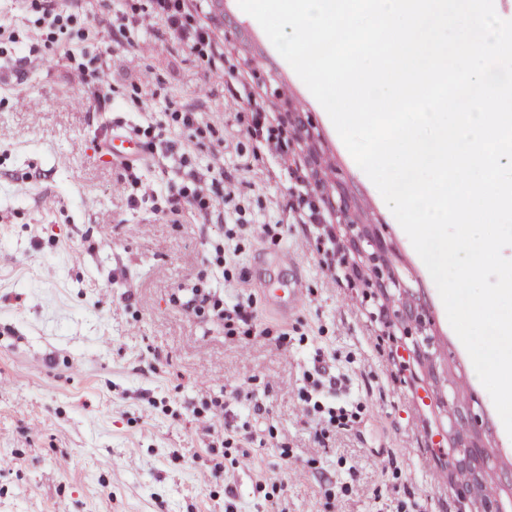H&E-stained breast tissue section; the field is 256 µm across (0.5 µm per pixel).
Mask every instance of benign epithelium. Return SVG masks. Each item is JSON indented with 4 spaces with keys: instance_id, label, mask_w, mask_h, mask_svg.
<instances>
[{
    "instance_id": "7a95c632",
    "label": "benign epithelium",
    "mask_w": 512,
    "mask_h": 512,
    "mask_svg": "<svg viewBox=\"0 0 512 512\" xmlns=\"http://www.w3.org/2000/svg\"><path fill=\"white\" fill-rule=\"evenodd\" d=\"M288 124L292 126L291 139L309 152H314L315 133L311 122L298 117V113L287 115ZM320 192V199L332 210L338 212L343 223L350 224L356 229L355 235L349 240L350 247L357 255L364 256L371 264L372 271L377 278L379 288L389 285H398L393 274L385 273L388 268L386 248L378 238L369 234L367 225L359 224L352 219L351 205L344 194L333 197L324 194V185H316ZM401 295V309L396 312V318L402 324H414L420 328L425 326V306L420 298L415 296L408 288L399 289ZM417 361L426 369L428 375L436 377L437 357L431 352L430 342H425L416 350ZM448 417L453 425L448 433L452 443L451 466L457 482L461 486V496L470 507H476L480 512H502L500 491L507 488L512 496V477L502 484L491 481V473L487 469V458L483 447L474 440V434L465 422L462 409L452 403L448 404Z\"/></svg>"
}]
</instances>
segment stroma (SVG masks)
Listing matches in <instances>:
<instances>
[{"label": "stroma", "instance_id": "1", "mask_svg": "<svg viewBox=\"0 0 512 512\" xmlns=\"http://www.w3.org/2000/svg\"><path fill=\"white\" fill-rule=\"evenodd\" d=\"M60 4L94 27L85 47L115 102L99 105L60 52L0 82V512H225L229 502L234 512H464L448 478L443 395L477 415L472 429L498 473L512 471V437L472 378L426 266L237 0H224L222 20L203 16L219 36L225 22L238 27L224 44L231 68L219 74L159 24L124 44L110 28L113 0ZM231 80L272 105L271 123L290 104L313 122L323 177L387 243L391 268L426 307L424 333L405 334L393 316L397 290L373 287L368 263L355 287L334 283L313 226L294 218L292 186L312 174L303 152L291 148L280 165L254 158L250 115L225 90ZM134 84L138 106L125 97ZM170 101L197 106L224 130L217 209L179 224L152 209L154 195L179 187L173 159L156 157L133 189L95 150L115 122H140L142 107ZM229 193L246 209L242 250L232 278L216 286L252 296L257 327L234 338L171 301L206 273ZM266 224L282 225L280 240L263 234ZM292 283L298 301L284 314ZM282 326L290 343L274 335ZM425 336L449 373L442 394L414 358ZM318 353L342 379L336 399L365 405L352 427L321 432L304 410L303 374ZM219 396L225 422L249 424L263 440L255 462L223 473L193 420ZM261 479L282 483L273 501L256 490Z\"/></svg>", "mask_w": 512, "mask_h": 512}]
</instances>
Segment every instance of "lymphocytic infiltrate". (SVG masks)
<instances>
[{"mask_svg":"<svg viewBox=\"0 0 512 512\" xmlns=\"http://www.w3.org/2000/svg\"><path fill=\"white\" fill-rule=\"evenodd\" d=\"M23 4L35 17L34 25L44 50L62 47L65 39H87L88 30L81 15L56 7L55 0H23ZM206 0H122L115 15L118 29L126 43H133L136 34L148 22H163L173 35L187 45L203 69L219 73L224 69V43L216 39L202 16ZM233 100L246 103L251 112L248 135L254 152L270 156H285L289 144L278 129L269 125L265 107L259 104L246 86L235 85L231 94ZM135 136L144 149L151 154L160 150H173L175 135H187L189 140L209 141L220 146L224 141L221 129L206 122L191 105L167 104L162 117L136 126ZM180 166L184 176L182 186L175 195L157 197L155 210L163 212L171 223H180L185 211L207 215L215 211L217 201L212 191L213 184L219 183L224 172L222 168L210 167L207 177H200L196 170V159L181 154ZM175 303L193 313L196 317L222 325L225 335H252L253 300L241 296L227 300L212 291L207 278H199L189 293H178ZM314 374L306 375L307 386L301 391V398L309 415L325 428H342L357 418L363 408L361 401L353 400L344 404L325 401L324 386H336V376L330 375L323 364V356H315ZM195 420L207 432H221L219 445L225 454L234 449L247 448L256 441L252 432L224 423V402L217 399L205 409L194 411Z\"/></svg>","mask_w":512,"mask_h":512,"instance_id":"1","label":"lymphocytic infiltrate"}]
</instances>
